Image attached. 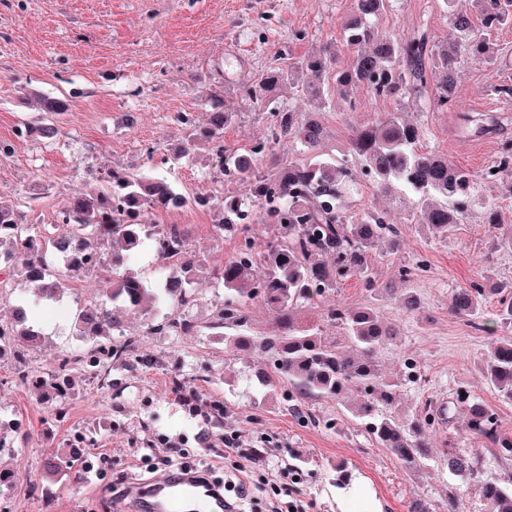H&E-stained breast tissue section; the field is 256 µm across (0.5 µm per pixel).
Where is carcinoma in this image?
<instances>
[{"mask_svg": "<svg viewBox=\"0 0 512 512\" xmlns=\"http://www.w3.org/2000/svg\"><path fill=\"white\" fill-rule=\"evenodd\" d=\"M390 0H354L352 14L342 32L354 61L342 67L335 48L300 58L286 67L262 74L245 88V94L266 114L271 139L257 142L245 152L224 150V127L234 114L217 110L200 123L189 115L183 117L187 129L185 145L172 157L173 163L190 155L200 142L211 146L222 158L224 172L247 184L248 193L221 191L194 202L219 210L224 224H275L279 236L263 255V272L254 273V264L235 256L214 271L224 283L227 297L216 315L213 327L232 330L224 340L239 351L258 349L271 361V371L261 376L259 385L270 387L286 379L298 396L317 395L342 399L355 390L360 399L353 408L374 440L411 469L422 455L425 443L419 420L403 422L383 413L396 398L398 383L382 377L377 364L379 351L393 339L380 322L375 309L356 311L331 308L327 318L344 329V341H332L320 327L307 322L300 309L316 297L333 292L344 278L364 275L367 257L381 241L391 249L399 246L398 232L376 209L347 214L343 204L348 163L354 161L370 174L375 190L385 191L396 182L417 199V223L425 224L439 235H446L468 212L477 207L484 211L486 223H496V205L480 197L478 179H496L512 185V140L502 143L497 172L476 175L451 167L448 161L421 146L424 130L397 113H389L370 124L352 128L344 158L327 161L289 163L269 168L262 163L272 154V144L296 138L310 150L319 146L323 127L311 116L284 109L271 96L272 89L288 80L296 71L309 73L304 90L317 108L325 105L328 92L349 106H355L356 88L366 86L379 98L407 101L419 111L446 110L461 94L457 65L464 57H479L489 39L500 27L512 24V0H476L481 27L472 17L455 8V0H442L448 12L453 38L440 48L426 31L398 35L379 28L378 21ZM106 189L93 196L72 199L63 210L66 222L56 225L57 235L44 240L31 235L30 225L19 220L14 205L0 201V265L10 261L11 251L25 255L15 273L21 281L36 286V301L51 300L61 289L56 275L62 264L71 276L97 269L107 282L105 296L110 309L85 308L76 324L83 336L93 338V348L86 353L62 358L61 366L44 376H29L25 351L36 348L40 335L30 328L19 330L13 323H0V350L19 349V379H31L53 393L49 413L56 418L66 415L69 389L64 373L72 366L96 375L111 387L109 365L98 361L102 352L119 364L134 362V341L119 346L102 340L104 327L116 328L120 320L115 310H138L146 315L161 305L172 307L161 327L172 332H188L193 323L178 313L192 297L190 283L203 272L195 255L187 248L186 237L177 225L147 224V211H167L171 197L179 195L175 183L167 177L138 176L124 168H113L105 176ZM113 240L119 248L110 258L103 257L101 245ZM154 249L176 259L163 287L149 288L140 273L128 267V257L144 241ZM508 285L487 288L475 283L454 291L449 309L465 317L478 328L485 327L482 306L486 297L500 295ZM260 300L271 315L273 332L252 333L248 310ZM489 381L501 396L512 401V336L494 339L484 353ZM471 432L484 438L504 459H512V436L502 432L492 409L477 401L466 403ZM480 448H452L448 451V471L455 475L474 472ZM76 451L52 456L44 469L52 475L70 473L80 478ZM483 495L490 512H512V485L504 487L488 482Z\"/></svg>", "mask_w": 512, "mask_h": 512, "instance_id": "carcinoma-1", "label": "carcinoma"}]
</instances>
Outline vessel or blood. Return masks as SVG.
Masks as SVG:
<instances>
[{"label":"vessel or blood","instance_id":"b4317fda","mask_svg":"<svg viewBox=\"0 0 512 512\" xmlns=\"http://www.w3.org/2000/svg\"><path fill=\"white\" fill-rule=\"evenodd\" d=\"M131 512H228L211 479L180 472L161 474L128 489Z\"/></svg>","mask_w":512,"mask_h":512}]
</instances>
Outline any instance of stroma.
Listing matches in <instances>:
<instances>
[{
    "mask_svg": "<svg viewBox=\"0 0 512 512\" xmlns=\"http://www.w3.org/2000/svg\"><path fill=\"white\" fill-rule=\"evenodd\" d=\"M352 7L353 0H0V141L11 146L0 155V196L17 207L34 234L47 236L54 216L73 197L102 191L108 169L172 175L188 206L149 212L145 220L183 228L190 250L207 268L192 285L195 302L184 310L193 331L152 333L144 316L126 314L123 329L110 338L116 344L134 341L135 366L113 365L112 389L105 395L82 369H70L72 397L61 419L49 416L38 387L18 379V364L48 372L64 354L90 349L74 324L80 309L107 306L104 279L96 273L67 279L58 301L31 309L30 319L43 334L41 346L22 359L11 348L0 352V432L7 441L0 449V512H121L127 481L150 476L135 454L146 446L154 461L183 455L218 481L235 477L237 465L252 464V512H270L275 500V472L257 461L261 452L299 470L304 512H338L337 491L355 482L382 512H411L417 504L425 512H488L484 485L512 484V460L486 449L469 430L464 410H456L448 423L435 416L437 404L464 394L490 406L502 432L512 434V401L500 397L481 366L492 336L504 332L498 296L488 295L480 331L448 308L456 289L484 280L512 283V250L493 246L498 235L512 233V192L503 184L483 181L478 188L496 203L497 224L484 223L475 210L443 237L417 224L413 196L377 195L359 164H352V210L387 211L400 246L378 245L366 276L342 281L307 307L331 340L342 334L326 319L336 307L375 308L394 331L378 365L383 377L399 383L391 413L426 421L428 446L417 467L405 469L368 435L351 411L356 394L341 403L323 396L291 403L288 382L267 389L258 384V372L268 367L263 355L235 351L224 330L210 326L224 302V285L212 270L246 241L265 253L278 228L266 224L246 234L233 226L217 233L216 211L194 199L219 189L218 158L201 143L175 172L165 165L185 140L179 117L187 112L204 120L218 98L234 115L224 128L226 149L241 152L267 139L269 123L245 86L280 65L285 52L298 59L334 44L341 65H349L352 54L343 46L340 22ZM379 25L395 33L423 26L439 45L452 34L442 0H391ZM490 54L488 62L461 61L463 94L448 112L400 108L362 87L354 92V107L333 99L316 111L299 76L277 87L274 96L282 106L316 111L326 131L323 157L342 155L352 127L396 111L423 126L429 150L479 173L497 162L502 142L512 140V107L489 92L492 84L512 83V25L495 34ZM40 95L66 100L68 112H39ZM461 112L497 115L499 126L475 134L460 127ZM40 122L56 125L58 135H19L23 124ZM408 267L412 275L403 276ZM408 289L422 302L412 314L399 304ZM179 386L201 395L204 413H189L174 393ZM230 431L239 432L241 446L228 455L222 438ZM77 433L87 434L89 448L107 453L105 479L44 474V459L67 452ZM169 437L182 438L181 447H167ZM456 446L483 451L468 477L448 471L446 455Z\"/></svg>",
    "mask_w": 512,
    "mask_h": 512,
    "instance_id": "stroma-1",
    "label": "stroma"
}]
</instances>
